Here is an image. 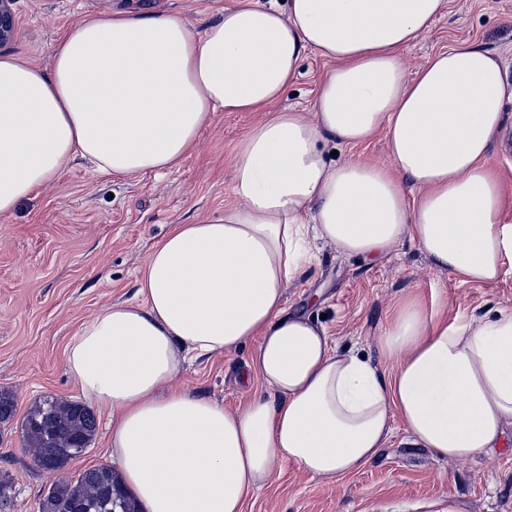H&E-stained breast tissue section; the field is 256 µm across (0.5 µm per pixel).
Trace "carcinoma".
Returning a JSON list of instances; mask_svg holds the SVG:
<instances>
[{"label":"carcinoma","instance_id":"1","mask_svg":"<svg viewBox=\"0 0 512 512\" xmlns=\"http://www.w3.org/2000/svg\"><path fill=\"white\" fill-rule=\"evenodd\" d=\"M94 411L76 401L43 399L23 422L25 445L34 450L41 470L57 471L81 456L97 431ZM39 512H142L137 499L107 465L80 472L75 480H58L39 502Z\"/></svg>","mask_w":512,"mask_h":512}]
</instances>
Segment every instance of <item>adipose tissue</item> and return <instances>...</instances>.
<instances>
[{
  "mask_svg": "<svg viewBox=\"0 0 512 512\" xmlns=\"http://www.w3.org/2000/svg\"><path fill=\"white\" fill-rule=\"evenodd\" d=\"M445 6L247 0L200 33L173 15L119 12L72 29L50 68L0 54L1 216L74 160L111 176L168 171L216 113L266 115L236 147L240 206L172 225L138 302L103 309L66 352L68 374L108 411L122 478L147 512H243L281 463L340 481L398 428L454 461L512 432V313L450 323L408 293L379 339L385 370L284 306L316 241L372 260L407 240L463 284L512 264L491 161L512 98L499 57L460 41L411 75L402 56ZM309 51L336 63L311 119L276 107ZM380 131L390 164L326 155ZM252 336L260 388L244 406L172 388L187 354Z\"/></svg>",
  "mask_w": 512,
  "mask_h": 512,
  "instance_id": "adipose-tissue-1",
  "label": "adipose tissue"
}]
</instances>
